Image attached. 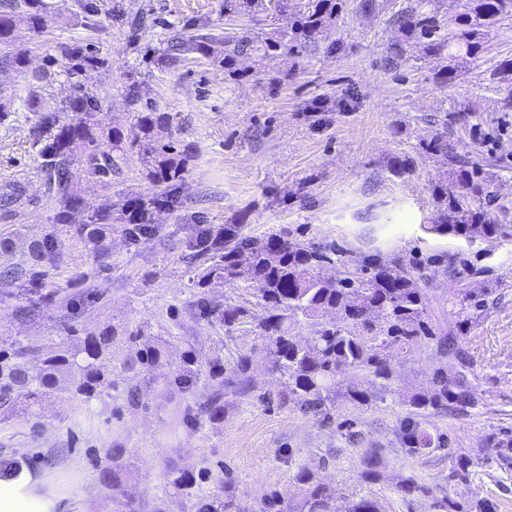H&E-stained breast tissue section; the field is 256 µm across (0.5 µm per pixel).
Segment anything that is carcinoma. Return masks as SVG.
Instances as JSON below:
<instances>
[{"label": "carcinoma", "instance_id": "1", "mask_svg": "<svg viewBox=\"0 0 512 512\" xmlns=\"http://www.w3.org/2000/svg\"><path fill=\"white\" fill-rule=\"evenodd\" d=\"M343 2L306 0L289 31L273 27L270 32L255 36L241 28L224 36V70L230 76L237 75L236 60L244 52L293 50L313 42L336 21ZM436 2L410 0L394 15L392 23L398 32L395 49L409 46L425 54L447 53L448 65L437 73L438 82L446 86L460 80L464 63L487 51L491 29L499 17L512 14V0H469L465 12L449 16L444 24L437 18ZM257 7L273 20L288 8V0H224V16L235 18ZM43 9V0H0V44L11 41L20 22L38 27ZM212 43L213 39L204 35L183 34L172 39L168 52L174 59L193 54L208 56ZM101 63L102 59L93 52L78 48L70 55L66 73L71 77ZM64 110L75 113V121L59 126L52 117H43L37 144L40 172L47 190L72 218L83 212L70 178L79 149L88 152L94 171L101 175L112 174L116 155H124L131 146L137 149L147 175L157 185L171 186L183 178L187 164L184 152L172 142L161 143L152 137L153 129L167 122L165 114L139 113L140 140L129 145L123 133L113 128L102 148L100 109L94 94L85 86L74 84V93ZM420 149L443 160L446 167L431 186L434 213L427 230L435 236L462 240L469 247L488 239L512 241L507 207L492 213L483 204L485 200L492 201L493 175L462 160L443 133L421 140ZM412 165L409 156L395 155L387 169L391 175L400 177L409 173ZM108 230H112L110 214L80 220L76 228L99 255L105 251L103 241ZM189 248L202 259L194 281L196 310L205 317L216 318L227 329L250 326L259 344L252 351L237 354L227 366L212 362L206 368L198 349L187 345L181 365L164 378L160 391L171 396L184 395L205 380L211 392L200 407L185 408L184 421L193 422L202 414L212 423L223 420L225 398L253 392L255 373L264 365L283 379L279 395L283 405L293 403L301 410L329 418L339 402L359 406L383 401L396 394L389 360L392 349L435 339L440 366L433 377V388L402 398V403L409 407V417L401 424L399 439L412 454L444 448V437L430 430L426 417L450 406L471 405L473 394L464 367L455 362L453 338L447 334L438 336L433 326L427 266L420 265L412 272L400 258L379 254L358 262L346 261L341 259L339 249L305 245L286 230L255 241L242 235L240 224H226L218 231L199 224ZM335 262L341 266L337 277H321L319 270ZM2 276L23 287L40 288L20 266L1 269ZM224 282L238 283L251 299L226 304L222 309L212 305L206 290ZM298 326L309 332L305 343L294 334ZM121 338L135 346L122 363L121 372L136 376L162 364L160 344L142 341L137 332L121 337L114 326L107 325L82 336L72 320L64 321L59 336L46 344L16 343L1 348L0 416L8 418L21 413L35 432L48 404L54 400L82 405L95 401L108 409V399L120 387L112 366V348ZM34 354L41 358V367L35 374L29 367L30 356ZM346 373L357 379L359 386L342 389L338 378ZM108 454L112 465L99 473L105 499L119 506L117 512H137L126 495L132 475L128 449L115 442ZM381 458L382 449H363L362 474L374 476ZM163 476L165 487L191 500L198 512H224V488L205 492L197 487L194 476L170 465L165 467ZM294 480L301 490L298 512H379L377 503L369 499L341 502L336 489L316 482L305 468L295 473Z\"/></svg>", "mask_w": 512, "mask_h": 512}]
</instances>
